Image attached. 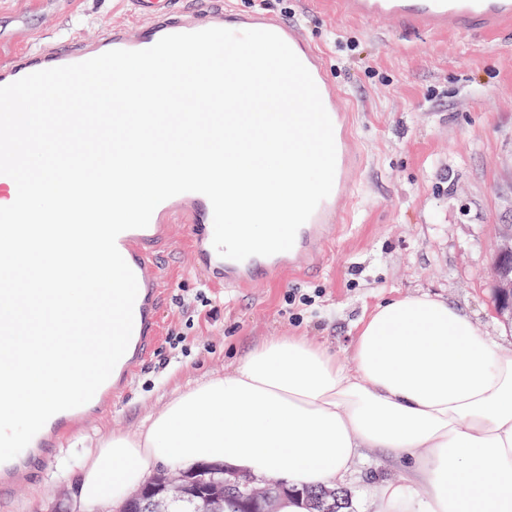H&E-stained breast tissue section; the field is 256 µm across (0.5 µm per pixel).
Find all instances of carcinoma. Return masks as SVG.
I'll return each instance as SVG.
<instances>
[{"instance_id":"obj_1","label":"carcinoma","mask_w":512,"mask_h":512,"mask_svg":"<svg viewBox=\"0 0 512 512\" xmlns=\"http://www.w3.org/2000/svg\"><path fill=\"white\" fill-rule=\"evenodd\" d=\"M257 494L251 476H230L224 468L202 464L191 470L183 496L169 501L167 512H260V504L247 503ZM298 496L305 512H350L351 498L342 488H335L334 496L325 497V488L307 489ZM116 512H149L143 490H138L124 500Z\"/></svg>"}]
</instances>
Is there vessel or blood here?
<instances>
[{"instance_id":"1","label":"vessel or blood","mask_w":512,"mask_h":512,"mask_svg":"<svg viewBox=\"0 0 512 512\" xmlns=\"http://www.w3.org/2000/svg\"><path fill=\"white\" fill-rule=\"evenodd\" d=\"M128 2L137 18L136 26L111 23L94 39L72 31L34 50L14 53L0 64V86L110 50L147 49L169 34L208 28L271 31L292 48L309 70L331 118L336 146L333 189L298 230L293 248L271 256H252L240 262L219 256L212 243V205L205 195L196 192L162 202L147 227L122 232L116 245L138 283L128 349L88 403L52 416L18 456L0 463V500L11 498L18 489L34 482L37 469L52 464L54 452L65 438L129 393L135 376L164 333L161 312L170 298V275L162 266L160 255L174 245L173 226L182 225L183 243L194 266L207 274L210 287L244 290L259 281L280 282L321 266L329 241L343 223V204L350 199L363 167L362 156L351 136L352 109L332 81L326 57L307 39L299 21L263 9L231 11L212 4L211 0H195L188 8L178 7V0ZM337 4L338 14L344 20L384 19L410 31L467 34L475 30H512V0H337Z\"/></svg>"}]
</instances>
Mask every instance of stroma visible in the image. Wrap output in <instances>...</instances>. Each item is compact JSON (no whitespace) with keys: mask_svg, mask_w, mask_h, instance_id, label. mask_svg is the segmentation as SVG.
Returning a JSON list of instances; mask_svg holds the SVG:
<instances>
[{"mask_svg":"<svg viewBox=\"0 0 512 512\" xmlns=\"http://www.w3.org/2000/svg\"><path fill=\"white\" fill-rule=\"evenodd\" d=\"M34 2L0 0V17L27 21L0 58L71 25L94 37L125 20L115 0H70L65 10L43 12ZM267 8L302 19L329 60L332 80L353 101L364 167L346 205L351 223L336 232L316 273L212 294V315L190 330L178 300L204 289L207 276L192 268L187 251L166 255L176 276L162 318L167 331L186 333L190 355L174 358L160 344L128 396L71 436L54 465L0 502V512H103L76 496L80 468L99 442L136 434L187 385L224 373L271 336H302L349 359L360 320L387 299L446 300L512 352L493 273L496 242L512 225V32L431 35L389 21L355 24L319 0H267ZM290 294L314 302L286 304ZM407 476L402 460L365 448L346 488L358 505L373 481Z\"/></svg>","mask_w":512,"mask_h":512,"instance_id":"1","label":"stroma"}]
</instances>
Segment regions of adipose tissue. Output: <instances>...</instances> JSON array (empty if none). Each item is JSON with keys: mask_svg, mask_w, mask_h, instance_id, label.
<instances>
[{"mask_svg": "<svg viewBox=\"0 0 512 512\" xmlns=\"http://www.w3.org/2000/svg\"><path fill=\"white\" fill-rule=\"evenodd\" d=\"M69 194L52 156L21 169L0 209ZM410 459L374 483L370 512H512V354L444 300L397 297L360 322L349 360L273 336L224 375L186 387L135 435H111L79 476L83 504L108 506L159 465L222 462L292 488L345 481L360 449Z\"/></svg>", "mask_w": 512, "mask_h": 512, "instance_id": "1", "label": "adipose tissue"}]
</instances>
